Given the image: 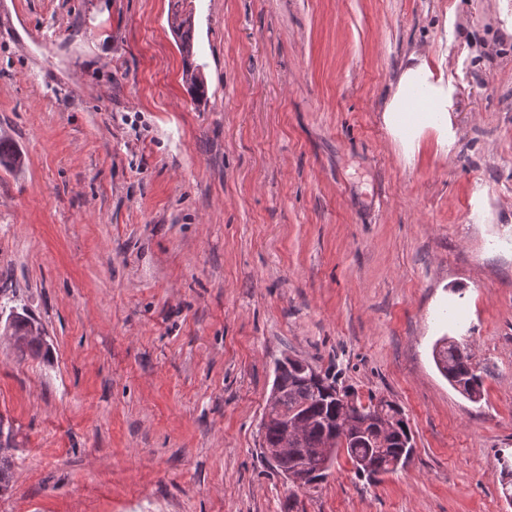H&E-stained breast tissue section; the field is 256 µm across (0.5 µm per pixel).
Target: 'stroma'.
<instances>
[{
    "instance_id": "stroma-1",
    "label": "stroma",
    "mask_w": 512,
    "mask_h": 512,
    "mask_svg": "<svg viewBox=\"0 0 512 512\" xmlns=\"http://www.w3.org/2000/svg\"><path fill=\"white\" fill-rule=\"evenodd\" d=\"M0 0V512H512V0ZM456 88L405 159L406 54ZM467 343L473 402L437 370ZM398 404L403 468L298 489L262 453L277 359ZM190 3L192 1H189ZM168 16L169 26L176 37L183 59V76L188 88L198 98H203L206 86L201 76V65L196 63L195 17L193 9H188L187 0H171ZM8 316H11L13 320L11 336H13L14 339L15 336H17L15 341L19 346H22L19 348V351L23 353L26 349L35 348L37 350L39 347V341L34 338L27 340V336H32L30 335L29 326L32 322H35L34 319L30 317L24 309H22V313L18 312L17 307H10ZM32 329L34 332H38L40 334L38 337H41L42 332L35 323L32 324Z\"/></svg>"
}]
</instances>
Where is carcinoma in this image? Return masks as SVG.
Wrapping results in <instances>:
<instances>
[{
	"label": "carcinoma",
	"mask_w": 512,
	"mask_h": 512,
	"mask_svg": "<svg viewBox=\"0 0 512 512\" xmlns=\"http://www.w3.org/2000/svg\"><path fill=\"white\" fill-rule=\"evenodd\" d=\"M169 26L176 37L183 59V76L188 88L202 98L207 90L201 76V65L196 63L195 17L187 0H171ZM22 163L20 153L12 150L0 139V165L15 168ZM9 310L13 320L12 335L16 336L19 351L38 348L39 341L27 339L29 326L34 319L17 308L0 304V310ZM438 370L449 382L458 386L467 397L481 395L482 379L476 373L467 348L446 338L439 340L433 351ZM313 368L301 364L290 365L280 361L275 367L274 383L282 392L279 405L268 408L262 423V447H283L287 424L299 416L303 422L300 450L288 451L279 457L274 469L283 474L293 472L307 461L306 473L310 478L305 485L323 481L334 460L344 453L358 473L370 478L394 472L406 464L412 452V437L404 421L401 408L389 401L386 415L391 419L390 432L367 422L372 404H355L351 410L345 399L352 395L349 390L337 394L336 376L329 373L320 379L312 376ZM14 467L11 447L0 445V494L10 489Z\"/></svg>",
	"instance_id": "obj_1"
}]
</instances>
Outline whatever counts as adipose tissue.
<instances>
[{"instance_id": "1", "label": "adipose tissue", "mask_w": 512, "mask_h": 512, "mask_svg": "<svg viewBox=\"0 0 512 512\" xmlns=\"http://www.w3.org/2000/svg\"><path fill=\"white\" fill-rule=\"evenodd\" d=\"M454 88L443 70L433 68L423 50H412L404 60L384 104L382 119L405 152H415L425 129L437 134L440 147L451 136Z\"/></svg>"}]
</instances>
